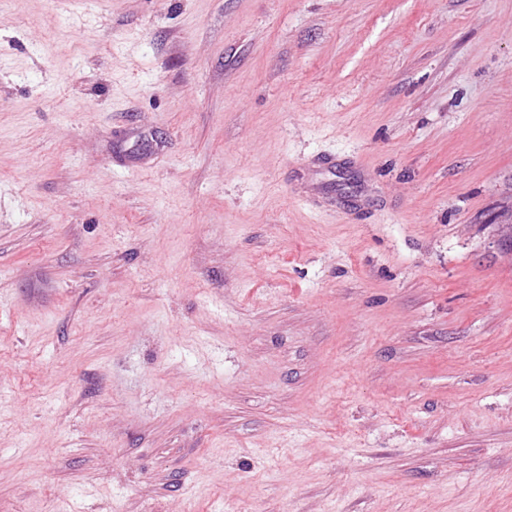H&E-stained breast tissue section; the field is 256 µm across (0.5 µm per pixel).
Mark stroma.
<instances>
[{"instance_id":"stroma-1","label":"stroma","mask_w":512,"mask_h":512,"mask_svg":"<svg viewBox=\"0 0 512 512\" xmlns=\"http://www.w3.org/2000/svg\"><path fill=\"white\" fill-rule=\"evenodd\" d=\"M0 512H512V0H0Z\"/></svg>"}]
</instances>
